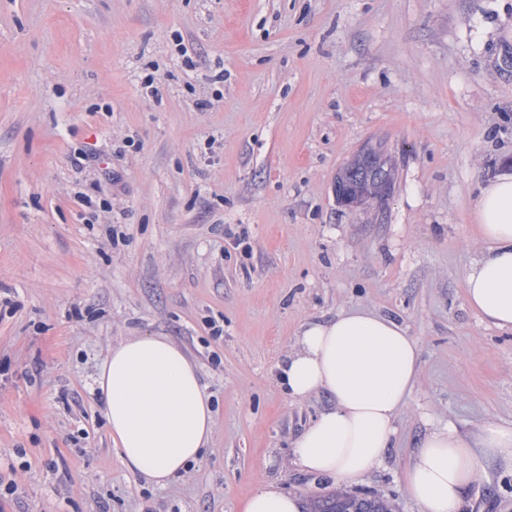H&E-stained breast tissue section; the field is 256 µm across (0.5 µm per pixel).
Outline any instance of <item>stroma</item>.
I'll return each instance as SVG.
<instances>
[{"instance_id": "1", "label": "stroma", "mask_w": 512, "mask_h": 512, "mask_svg": "<svg viewBox=\"0 0 512 512\" xmlns=\"http://www.w3.org/2000/svg\"><path fill=\"white\" fill-rule=\"evenodd\" d=\"M383 215L340 205L366 143ZM512 171V0H0V512H241L324 406L277 366L302 324L401 320L418 380L350 493L419 512L416 442L512 424V331L465 301L479 187ZM166 336L216 407L164 487L124 466L92 386L112 344ZM467 496L512 512L496 464Z\"/></svg>"}]
</instances>
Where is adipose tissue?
<instances>
[{
  "label": "adipose tissue",
  "mask_w": 512,
  "mask_h": 512,
  "mask_svg": "<svg viewBox=\"0 0 512 512\" xmlns=\"http://www.w3.org/2000/svg\"><path fill=\"white\" fill-rule=\"evenodd\" d=\"M485 247L465 277L468 304L512 330V172L481 188L474 206ZM419 369V346L395 318L351 308L303 326L279 365L289 399L325 396L293 442L299 471L347 486L369 475L392 445L395 421ZM112 439L127 470L168 485L206 453L215 414L197 365L164 336H128L109 350L95 380ZM494 457L512 469V425L484 424L472 437L441 426L418 443L404 491L420 512H466V492ZM298 494L259 486L243 512H301Z\"/></svg>",
  "instance_id": "ef3b65f1"
}]
</instances>
